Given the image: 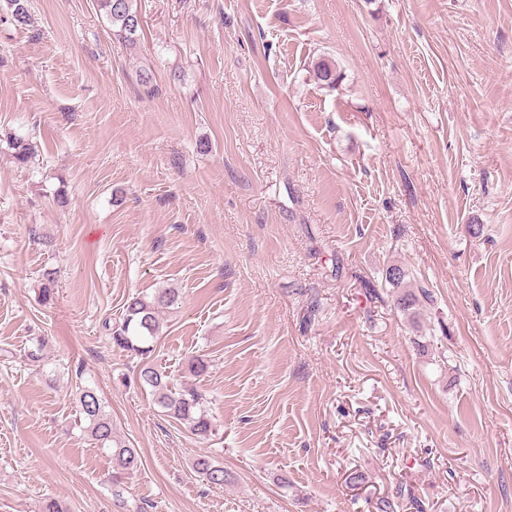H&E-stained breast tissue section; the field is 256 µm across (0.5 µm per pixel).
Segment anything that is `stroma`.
Wrapping results in <instances>:
<instances>
[{
	"label": "stroma",
	"mask_w": 512,
	"mask_h": 512,
	"mask_svg": "<svg viewBox=\"0 0 512 512\" xmlns=\"http://www.w3.org/2000/svg\"><path fill=\"white\" fill-rule=\"evenodd\" d=\"M135 5L133 46L95 0L0 5V512H512V0ZM162 288L204 439L110 339ZM86 384L141 457L119 498ZM313 73L321 85L331 89L336 88L342 78L335 65L326 58H319L313 64ZM392 270L397 273L395 278L390 277ZM406 276L407 274H405L404 270L398 265L390 266L385 273L386 281L392 288H398L399 290L396 296L397 308L409 317L414 318L425 301H432V296L429 291L423 287H420L417 292L412 289H406L409 288L405 280ZM193 468L207 484L215 486L224 485L226 480L224 467L217 463L210 455H198L193 461Z\"/></svg>",
	"instance_id": "obj_1"
}]
</instances>
